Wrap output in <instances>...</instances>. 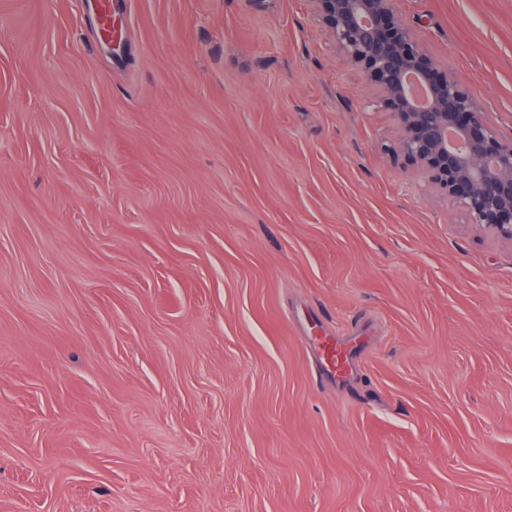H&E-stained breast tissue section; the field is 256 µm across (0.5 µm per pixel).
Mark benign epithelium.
<instances>
[{
    "instance_id": "1",
    "label": "benign epithelium",
    "mask_w": 512,
    "mask_h": 512,
    "mask_svg": "<svg viewBox=\"0 0 512 512\" xmlns=\"http://www.w3.org/2000/svg\"><path fill=\"white\" fill-rule=\"evenodd\" d=\"M343 60L363 78L369 104L397 128L388 156L402 159L465 223L512 242V138L479 97L430 57L398 0H307Z\"/></svg>"
}]
</instances>
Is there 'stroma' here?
Returning <instances> with one entry per match:
<instances>
[{
    "label": "stroma",
    "instance_id": "35a3bbf8",
    "mask_svg": "<svg viewBox=\"0 0 512 512\" xmlns=\"http://www.w3.org/2000/svg\"><path fill=\"white\" fill-rule=\"evenodd\" d=\"M400 9L512 136V0ZM113 22L0 0V512H512V243L306 0ZM323 376L343 377L350 367V352L331 337L317 336L311 343Z\"/></svg>",
    "mask_w": 512,
    "mask_h": 512
}]
</instances>
